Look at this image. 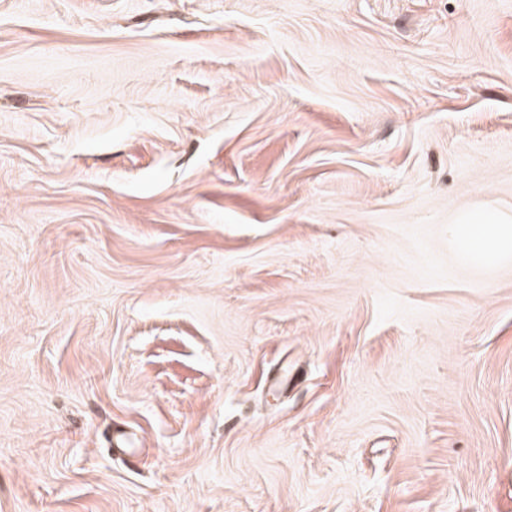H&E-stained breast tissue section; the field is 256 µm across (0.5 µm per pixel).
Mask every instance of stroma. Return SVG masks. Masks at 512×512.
<instances>
[{
	"mask_svg": "<svg viewBox=\"0 0 512 512\" xmlns=\"http://www.w3.org/2000/svg\"><path fill=\"white\" fill-rule=\"evenodd\" d=\"M512 0H0V512H512ZM452 243L473 261L492 265L512 255V224H461Z\"/></svg>",
	"mask_w": 512,
	"mask_h": 512,
	"instance_id": "35a3bbf8",
	"label": "stroma"
}]
</instances>
